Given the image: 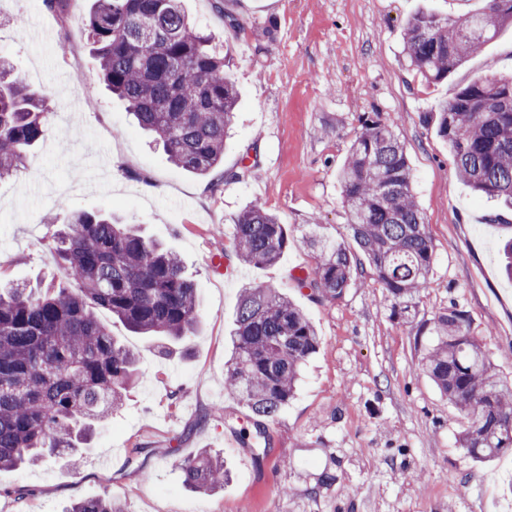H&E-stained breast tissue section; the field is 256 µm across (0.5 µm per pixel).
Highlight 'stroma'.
<instances>
[{"label": "stroma", "instance_id": "1", "mask_svg": "<svg viewBox=\"0 0 512 512\" xmlns=\"http://www.w3.org/2000/svg\"><path fill=\"white\" fill-rule=\"evenodd\" d=\"M484 5L182 0L240 91L224 160L199 177L171 164L104 89L80 33L93 0H0V58L51 107L44 139L0 181V279L61 278L52 221L103 211L179 254L202 311L197 334L163 357L98 310L137 353L138 379L78 466L0 469V512H65L100 496L121 512H512V452L464 460V419L423 370L416 340L449 309L466 311L471 335L512 378V280L502 272L512 227L494 223L500 206L455 176L447 143L423 120L472 80L512 74V26L438 84L421 83L403 60L415 13L458 18ZM375 112L395 122L434 247L427 286L408 313L370 278L324 301L301 283L315 265L307 237L354 244L338 173ZM248 156L257 174L232 179ZM253 203L288 230L287 249L266 267L235 254L233 219ZM216 254L222 265L212 264ZM265 284L300 306L319 347L295 397L267 422L270 445L258 457L240 440L249 411L225 390L224 364L242 290ZM217 407L223 418H208ZM205 448L223 455L229 474L214 493L190 489L180 468Z\"/></svg>", "mask_w": 512, "mask_h": 512}]
</instances>
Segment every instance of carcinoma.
Here are the masks:
<instances>
[{"label":"carcinoma","instance_id":"carcinoma-1","mask_svg":"<svg viewBox=\"0 0 512 512\" xmlns=\"http://www.w3.org/2000/svg\"><path fill=\"white\" fill-rule=\"evenodd\" d=\"M483 11L442 18L419 11L407 22L408 68L434 84L480 52L506 25L512 0H485ZM81 33L93 47L105 87L152 132L168 160L205 176L224 160L239 93L224 56L187 20L180 0H94ZM47 96L31 90L0 59V180L46 135ZM448 142L457 177L512 210V75L476 80L429 116ZM353 251L320 247L304 282L318 300L343 296L371 272L408 311L426 287L433 245L415 202L411 168L393 122L376 112L363 122L340 171ZM236 254L255 267L277 262L286 227L260 204L233 219ZM65 280L28 287L0 281V468L51 459L76 464L96 424L122 404L137 376V357L99 321L109 310L129 330L170 345L196 333L201 314L194 281L180 256L127 224L76 212L53 235ZM469 315H441L422 367L463 415L458 444L472 462L512 450V380L501 377L469 332ZM224 386L249 410L239 430L250 446L269 444L264 422L294 396L319 337L304 312L278 288L242 293ZM185 483L224 486V459L205 449L181 463ZM65 512H121L112 499H78Z\"/></svg>","mask_w":512,"mask_h":512}]
</instances>
